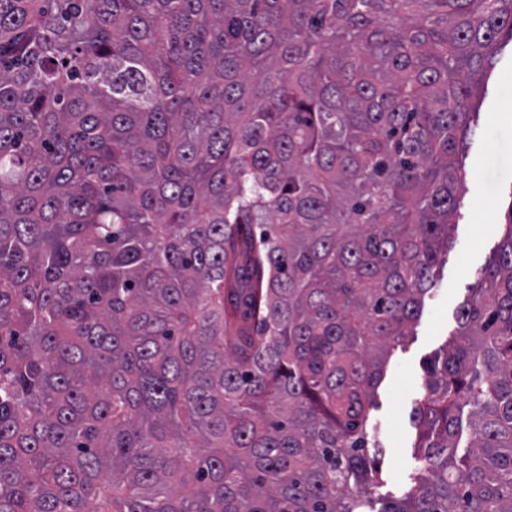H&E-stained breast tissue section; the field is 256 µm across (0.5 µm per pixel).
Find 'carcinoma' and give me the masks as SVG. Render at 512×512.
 I'll use <instances>...</instances> for the list:
<instances>
[{
	"label": "carcinoma",
	"instance_id": "cac0c4a2",
	"mask_svg": "<svg viewBox=\"0 0 512 512\" xmlns=\"http://www.w3.org/2000/svg\"><path fill=\"white\" fill-rule=\"evenodd\" d=\"M505 27L512 0H0V512H372L367 410ZM457 319L381 512H512V223Z\"/></svg>",
	"mask_w": 512,
	"mask_h": 512
}]
</instances>
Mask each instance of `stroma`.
<instances>
[{
    "mask_svg": "<svg viewBox=\"0 0 512 512\" xmlns=\"http://www.w3.org/2000/svg\"><path fill=\"white\" fill-rule=\"evenodd\" d=\"M511 87L512 36L504 33L497 39L494 67L470 102L477 122L459 156L465 181L463 202L453 216V244L434 271L435 287L410 336L393 348L375 389L369 423L379 436L382 477L374 493L375 512L400 497L410 481L418 433L412 413L425 393L427 369L455 332L458 308L512 220V154H498L500 144H512V111L502 106Z\"/></svg>",
    "mask_w": 512,
    "mask_h": 512,
    "instance_id": "1",
    "label": "stroma"
}]
</instances>
